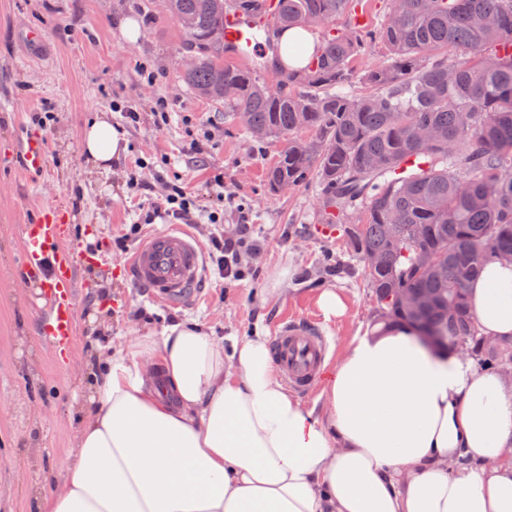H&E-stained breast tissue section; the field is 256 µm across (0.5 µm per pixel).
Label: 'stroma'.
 Wrapping results in <instances>:
<instances>
[{
  "instance_id": "obj_1",
  "label": "stroma",
  "mask_w": 512,
  "mask_h": 512,
  "mask_svg": "<svg viewBox=\"0 0 512 512\" xmlns=\"http://www.w3.org/2000/svg\"><path fill=\"white\" fill-rule=\"evenodd\" d=\"M141 26L136 43L120 27ZM186 34L161 0H0V512H36L70 448L83 411L73 401L81 370L95 342L119 339L131 327L162 329L196 320L224 338L254 331L273 336L279 320H319L333 368L353 336L376 328L378 303L363 265L352 257L343 232L326 233L315 184L269 192L268 168L285 146L271 138L254 143L222 105L199 97L181 75ZM156 74L146 84L142 70ZM167 99L170 122L155 126L153 103ZM128 100L140 120L126 123L112 100ZM51 109L56 122L44 129L49 160L42 175L23 179L10 150L19 128H32L33 113ZM110 113L124 127L127 149L111 172L81 152L84 126ZM203 151L188 154L191 139ZM169 160L170 174L197 194L202 210L190 230L201 246L212 236L237 234L248 224L254 252L243 254L245 278L229 281L208 272L204 288L187 305H169L135 288L126 261L135 241L119 249L146 197L127 184L136 160ZM224 176L221 223L207 214L217 203L209 182ZM61 208L70 233L86 253L79 271L76 334L68 349L50 352L42 334L48 301L39 284L14 278L22 241L20 226L31 212ZM285 279H278L280 270ZM336 290L346 315L324 320L319 293Z\"/></svg>"
}]
</instances>
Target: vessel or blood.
Masks as SVG:
<instances>
[{
	"instance_id": "vessel-or-blood-1",
	"label": "vessel or blood",
	"mask_w": 512,
	"mask_h": 512,
	"mask_svg": "<svg viewBox=\"0 0 512 512\" xmlns=\"http://www.w3.org/2000/svg\"><path fill=\"white\" fill-rule=\"evenodd\" d=\"M254 23L237 14L224 18V40L240 47L239 57L248 61L257 51ZM15 160L28 177L39 176L48 160L45 139L20 130L14 144ZM23 249L15 275L21 281L38 282L49 301L43 323L51 348L69 345L75 334L78 272L82 252L70 237L62 213L43 208L22 227ZM134 285L151 297L173 305L185 304L205 279L203 249L193 235L173 226L153 232L127 261ZM327 338L307 319L291 317L280 321L272 339V357L288 385L301 394L310 393L322 374Z\"/></svg>"
}]
</instances>
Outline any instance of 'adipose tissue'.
I'll return each instance as SVG.
<instances>
[{"label":"adipose tissue","instance_id":"adipose-tissue-1","mask_svg":"<svg viewBox=\"0 0 512 512\" xmlns=\"http://www.w3.org/2000/svg\"><path fill=\"white\" fill-rule=\"evenodd\" d=\"M82 152L109 170L107 118ZM484 336L512 337V262L469 284ZM82 419L39 512H512V383L407 326L353 337L317 416L266 337L176 322L100 348Z\"/></svg>","mask_w":512,"mask_h":512}]
</instances>
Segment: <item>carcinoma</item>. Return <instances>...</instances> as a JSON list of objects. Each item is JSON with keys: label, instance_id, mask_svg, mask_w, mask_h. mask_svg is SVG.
Listing matches in <instances>:
<instances>
[{"label": "carcinoma", "instance_id": "carcinoma-1", "mask_svg": "<svg viewBox=\"0 0 512 512\" xmlns=\"http://www.w3.org/2000/svg\"><path fill=\"white\" fill-rule=\"evenodd\" d=\"M266 2L170 0L194 58L182 80L255 140L288 138L268 189L319 187L321 210L336 208L328 223L344 225L364 264L378 321L443 336L483 368L512 363V340L486 344L467 296L486 264L512 255V0H387L378 28L333 31L304 69L283 64L297 54L282 44L284 29L328 25L349 0H277L273 24L258 27L261 56L246 67L227 56L224 14L259 19ZM378 44L389 61L355 72ZM262 71L276 87L260 82ZM425 260L434 265L422 274ZM410 292L431 305L402 307Z\"/></svg>", "mask_w": 512, "mask_h": 512}]
</instances>
